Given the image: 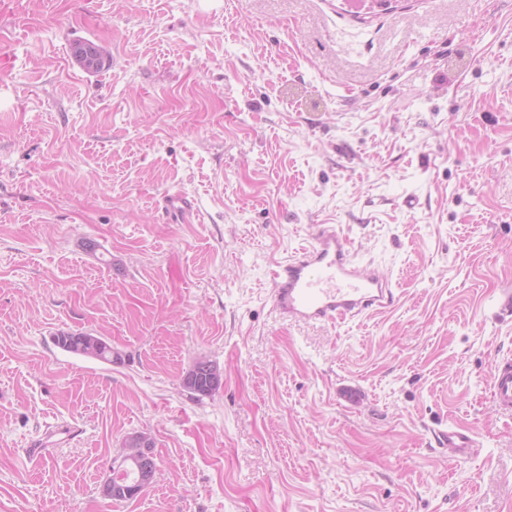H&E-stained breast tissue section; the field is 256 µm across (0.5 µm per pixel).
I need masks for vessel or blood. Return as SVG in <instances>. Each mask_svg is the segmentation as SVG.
Masks as SVG:
<instances>
[{"instance_id": "b4317fda", "label": "vessel or blood", "mask_w": 512, "mask_h": 512, "mask_svg": "<svg viewBox=\"0 0 512 512\" xmlns=\"http://www.w3.org/2000/svg\"><path fill=\"white\" fill-rule=\"evenodd\" d=\"M271 301L288 320L318 323L393 307L397 291L378 267L354 259L348 238L335 225L320 224L308 248L278 263ZM492 396L499 409L512 413V359L494 361ZM435 439L461 456L476 446L471 434L451 428Z\"/></svg>"}]
</instances>
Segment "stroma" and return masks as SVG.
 <instances>
[{
    "label": "stroma",
    "instance_id": "stroma-1",
    "mask_svg": "<svg viewBox=\"0 0 512 512\" xmlns=\"http://www.w3.org/2000/svg\"><path fill=\"white\" fill-rule=\"evenodd\" d=\"M319 224L393 307L275 312ZM511 291L512 0H0V512H512ZM137 432L154 481L116 502ZM55 344L66 352L91 357L112 364L121 360L118 352L103 337L84 332H60L54 336ZM113 355V356H112ZM202 358L198 359L194 362L192 367L189 369L184 381L183 386L189 392L198 394V395H209L213 392V389L207 387L208 377L206 376L205 370L199 367L200 361ZM196 370H199L198 374ZM193 376V379L191 377ZM492 396L499 409L512 413V359L494 360L492 367ZM434 436L439 448H451L456 455L464 456L477 446L471 434L451 428L434 432Z\"/></svg>",
    "mask_w": 512,
    "mask_h": 512
}]
</instances>
